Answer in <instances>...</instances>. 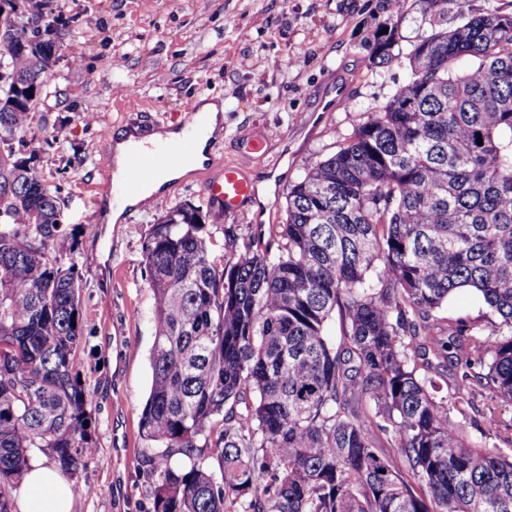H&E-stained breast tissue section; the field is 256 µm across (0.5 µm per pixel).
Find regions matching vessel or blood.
Instances as JSON below:
<instances>
[{
  "label": "vessel or blood",
  "instance_id": "vessel-or-blood-1",
  "mask_svg": "<svg viewBox=\"0 0 512 512\" xmlns=\"http://www.w3.org/2000/svg\"><path fill=\"white\" fill-rule=\"evenodd\" d=\"M198 162L195 135L189 129L178 138L136 148L131 155L128 175L118 184L104 180L98 185L95 198L101 203L135 197L140 207H148L153 199L144 193L146 183L167 170L190 169L196 167ZM204 195L219 213L234 215L255 197L256 185L238 168L227 167L205 184Z\"/></svg>",
  "mask_w": 512,
  "mask_h": 512
}]
</instances>
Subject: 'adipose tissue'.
<instances>
[{"instance_id":"obj_1","label":"adipose tissue","mask_w":512,"mask_h":512,"mask_svg":"<svg viewBox=\"0 0 512 512\" xmlns=\"http://www.w3.org/2000/svg\"><path fill=\"white\" fill-rule=\"evenodd\" d=\"M180 128L164 130L140 128L138 134H116L111 140L110 160L113 181H121L127 172L130 150L135 143H150L160 138H174ZM26 494L18 504L19 512H73L74 498L70 485L60 468L39 462L32 463L26 474Z\"/></svg>"}]
</instances>
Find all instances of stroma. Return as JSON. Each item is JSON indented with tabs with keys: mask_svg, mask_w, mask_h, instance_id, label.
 Listing matches in <instances>:
<instances>
[{
	"mask_svg": "<svg viewBox=\"0 0 512 512\" xmlns=\"http://www.w3.org/2000/svg\"><path fill=\"white\" fill-rule=\"evenodd\" d=\"M60 23L48 95L23 139L60 199L75 242L60 258L82 277L84 336L77 367L91 393L97 443L72 481L74 512H155L158 475L140 436L154 341V294L143 261L151 224L177 205L202 207L215 256L236 260L262 223L286 220L288 186L334 154L409 79L408 54L436 22L422 0H42ZM396 28L393 60L379 63V26ZM342 77L349 101L317 109L315 90ZM224 102V131L212 151L253 181L263 200L218 215L203 195L211 168L123 223H100L92 187L111 175L105 127L125 111L148 124L179 125L199 99ZM254 139L263 152L246 154Z\"/></svg>",
	"mask_w": 512,
	"mask_h": 512,
	"instance_id": "35a3bbf8",
	"label": "stroma"
}]
</instances>
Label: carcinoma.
Wrapping results in <instances>:
<instances>
[{
  "instance_id": "1",
  "label": "carcinoma",
  "mask_w": 512,
  "mask_h": 512,
  "mask_svg": "<svg viewBox=\"0 0 512 512\" xmlns=\"http://www.w3.org/2000/svg\"><path fill=\"white\" fill-rule=\"evenodd\" d=\"M40 22L0 48V70L34 90L0 112V512L32 449L72 478L96 451L82 277L58 260L72 241L58 196L15 165L56 54L18 48ZM446 24L236 261L211 260L198 206L148 230L155 512H512V457L472 444L438 383L459 373L489 432L512 407V14ZM461 292L499 322L436 318Z\"/></svg>"
}]
</instances>
